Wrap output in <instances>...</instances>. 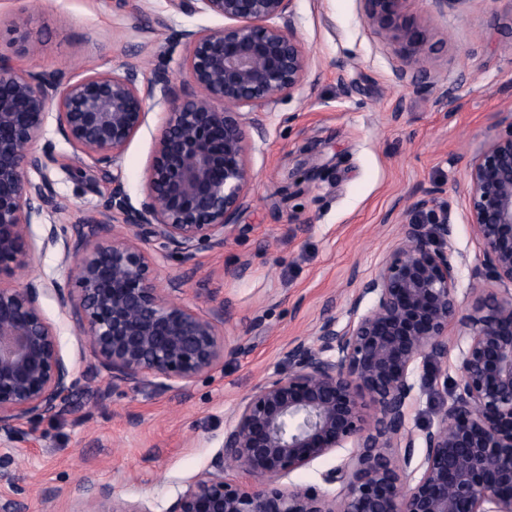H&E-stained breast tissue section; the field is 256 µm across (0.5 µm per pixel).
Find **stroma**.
<instances>
[{
	"instance_id": "1",
	"label": "stroma",
	"mask_w": 512,
	"mask_h": 512,
	"mask_svg": "<svg viewBox=\"0 0 512 512\" xmlns=\"http://www.w3.org/2000/svg\"><path fill=\"white\" fill-rule=\"evenodd\" d=\"M292 9L312 67L303 89L248 132L251 204L223 250L200 251L189 264L171 256L156 271L162 288L181 279L177 301L204 314L223 307L224 331L242 354L183 395L150 383L114 388L102 377L76 394L77 412L0 434V469L23 476L28 512L87 478L166 512L217 452L225 413L274 373L289 341L312 338L326 314L345 310L354 281L377 271L413 197L438 192L451 212L453 245L466 258L463 305L485 287L466 178L486 143L512 125V0H407L402 21L426 41L416 85L398 78L400 48L363 0H294ZM224 24L174 12L167 0H0V56L74 80L124 64L147 76L167 65L174 32ZM163 118L150 109L119 162L133 201L143 198ZM46 137L55 145L47 173L67 204L58 221L72 224L112 185L70 177L73 150L55 120ZM41 305L82 370L88 348L52 298Z\"/></svg>"
}]
</instances>
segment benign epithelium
Wrapping results in <instances>:
<instances>
[{
	"label": "benign epithelium",
	"mask_w": 512,
	"mask_h": 512,
	"mask_svg": "<svg viewBox=\"0 0 512 512\" xmlns=\"http://www.w3.org/2000/svg\"><path fill=\"white\" fill-rule=\"evenodd\" d=\"M294 0H168L187 15L231 21L183 29L172 71L146 77L131 65L72 81L0 57V432L75 411L73 397L106 375L112 387L152 382L179 393L237 357L224 316L174 300L181 283L157 286L154 265L224 248L250 205L254 180L247 129L298 91L311 70L293 30ZM377 27L401 46L404 79L425 50L421 30L402 23L405 0H364ZM152 107L165 110L134 206L113 174ZM74 150L75 171L91 159L111 181L107 197L78 223L47 175L51 111ZM468 223L495 284L461 314L459 269L448 207L422 196L400 214L397 243L356 285L345 317L322 319L310 340L281 351L285 370L264 379L230 410L221 446L166 512H512V125L494 136L467 174ZM43 226L34 237L31 226ZM76 258L64 279L22 285L1 276L37 250ZM53 296L86 340L93 363L76 374L41 298ZM458 323L457 380L436 422L407 428L417 372L448 376V326ZM369 397L366 412L363 397ZM344 450L316 486L282 488L283 476ZM68 512H151L112 486L85 480Z\"/></svg>",
	"instance_id": "1"
}]
</instances>
